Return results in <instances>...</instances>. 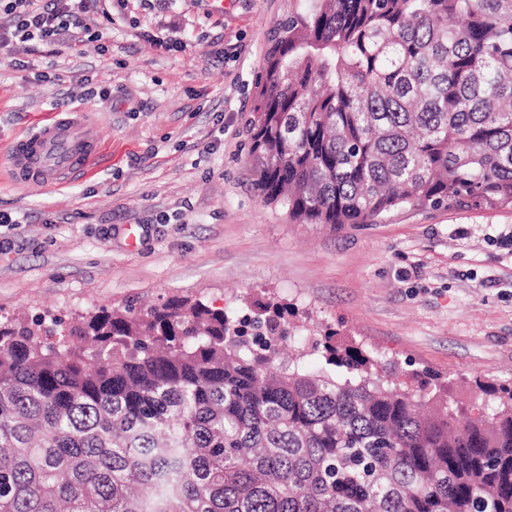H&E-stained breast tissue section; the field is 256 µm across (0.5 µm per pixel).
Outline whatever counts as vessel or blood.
I'll use <instances>...</instances> for the list:
<instances>
[{
	"mask_svg": "<svg viewBox=\"0 0 512 512\" xmlns=\"http://www.w3.org/2000/svg\"><path fill=\"white\" fill-rule=\"evenodd\" d=\"M8 154L15 183L55 186L90 167L100 156V143L83 115L61 112L16 137Z\"/></svg>",
	"mask_w": 512,
	"mask_h": 512,
	"instance_id": "1",
	"label": "vessel or blood"
}]
</instances>
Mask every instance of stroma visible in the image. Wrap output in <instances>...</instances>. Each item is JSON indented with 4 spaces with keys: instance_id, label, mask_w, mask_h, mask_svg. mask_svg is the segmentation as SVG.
<instances>
[{
    "instance_id": "stroma-1",
    "label": "stroma",
    "mask_w": 512,
    "mask_h": 512,
    "mask_svg": "<svg viewBox=\"0 0 512 512\" xmlns=\"http://www.w3.org/2000/svg\"><path fill=\"white\" fill-rule=\"evenodd\" d=\"M294 0H99L58 52L0 50V315L64 322L172 298L294 304L325 330L450 380L512 382V208L296 224L253 185L245 118ZM83 111L101 156L61 185H13L9 143Z\"/></svg>"
}]
</instances>
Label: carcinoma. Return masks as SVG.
<instances>
[{"label": "carcinoma", "instance_id": "cac0c4a2", "mask_svg": "<svg viewBox=\"0 0 512 512\" xmlns=\"http://www.w3.org/2000/svg\"><path fill=\"white\" fill-rule=\"evenodd\" d=\"M245 127L297 224L511 208L512 0H299ZM254 307L0 318V512H512V385L463 407L330 330L277 366L291 310Z\"/></svg>", "mask_w": 512, "mask_h": 512}]
</instances>
